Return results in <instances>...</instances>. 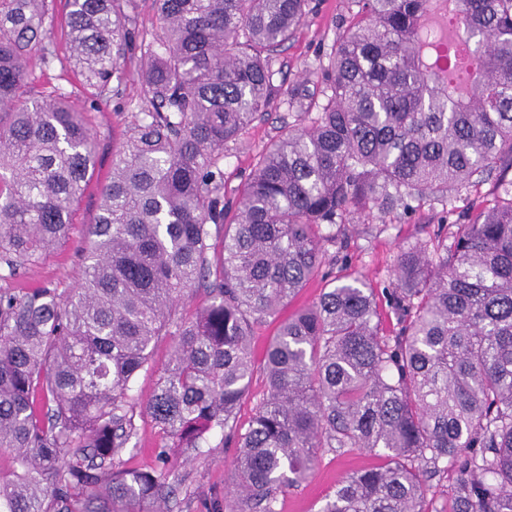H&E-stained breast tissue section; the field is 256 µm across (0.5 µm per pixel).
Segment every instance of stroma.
<instances>
[{
	"instance_id": "obj_1",
	"label": "stroma",
	"mask_w": 512,
	"mask_h": 512,
	"mask_svg": "<svg viewBox=\"0 0 512 512\" xmlns=\"http://www.w3.org/2000/svg\"><path fill=\"white\" fill-rule=\"evenodd\" d=\"M68 8L65 0L51 4L54 36L46 42L32 64L35 93L60 87L70 93L76 108L96 134L97 165L91 180L74 206V224L92 223L98 212L97 187L112 169V155L120 146L131 123L145 109L140 100V59L132 57L125 67L120 95L95 97L93 88L67 65L68 45L64 27ZM352 0H319L318 11L299 28L295 38L277 53L273 68L276 92L267 114L255 120L236 144L230 145L224 158V197L237 201L239 191L253 170L255 161L278 138L284 126L296 124L297 110L289 108L288 90L298 83L305 69L318 65L329 52L339 32L356 13ZM495 191L493 180H475L453 202L426 198L413 202L410 209L395 208L389 213L370 211L346 216L336 228L337 245L331 246L324 268L334 276H360L378 292L379 311L386 331L397 330V319L390 307L389 294L395 284V265L401 250L431 241L438 227H450L461 217L476 215L491 207ZM82 245L80 234L57 248L42 262L19 276L0 280L2 288H35L43 284L65 290L71 288L79 273L76 252ZM136 447L127 455V465L155 469L160 464L189 473L195 491L172 512H210L213 500L224 497V489L233 479V449L214 448L205 457L185 460L172 453L160 460L158 453L166 443L163 433L150 418L139 420ZM376 456L352 451L323 453L312 476L302 486L288 490L280 499V512H317L326 494L348 473L376 465Z\"/></svg>"
}]
</instances>
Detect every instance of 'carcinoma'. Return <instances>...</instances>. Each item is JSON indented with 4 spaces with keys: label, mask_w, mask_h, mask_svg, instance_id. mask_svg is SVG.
I'll list each match as a JSON object with an SVG mask.
<instances>
[{
    "label": "carcinoma",
    "mask_w": 512,
    "mask_h": 512,
    "mask_svg": "<svg viewBox=\"0 0 512 512\" xmlns=\"http://www.w3.org/2000/svg\"><path fill=\"white\" fill-rule=\"evenodd\" d=\"M70 63L101 97L139 50L147 106L112 156L68 290L0 287V512H142L183 479L124 468L147 415L197 456L236 448L224 512H278L326 451L382 460L318 512H512V0H357L328 64L288 104L311 116L256 159L224 203V150L271 107L274 55L313 0H154L136 39L132 0H66ZM47 0H0V266L15 277L69 240L96 137L67 93L33 95ZM315 115H310V111ZM496 198L451 236L397 258L401 327L379 328L374 290L333 280L280 323L248 429L253 327L317 274L338 220L407 198ZM208 304L177 310L187 289ZM173 350L153 395L132 382L154 342ZM454 480L453 472L448 471V474L437 477L430 482L431 487L429 488L428 499L432 500L433 508L443 510L447 507L452 495Z\"/></svg>",
    "instance_id": "carcinoma-1"
}]
</instances>
